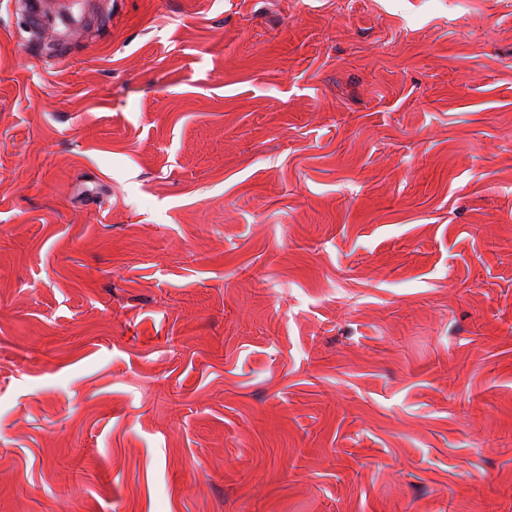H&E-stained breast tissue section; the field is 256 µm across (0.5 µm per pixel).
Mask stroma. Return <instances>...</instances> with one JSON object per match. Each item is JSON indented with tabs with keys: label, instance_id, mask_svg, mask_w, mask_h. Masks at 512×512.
I'll use <instances>...</instances> for the list:
<instances>
[{
	"label": "stroma",
	"instance_id": "obj_1",
	"mask_svg": "<svg viewBox=\"0 0 512 512\" xmlns=\"http://www.w3.org/2000/svg\"><path fill=\"white\" fill-rule=\"evenodd\" d=\"M0 512H512V0H0Z\"/></svg>",
	"mask_w": 512,
	"mask_h": 512
}]
</instances>
